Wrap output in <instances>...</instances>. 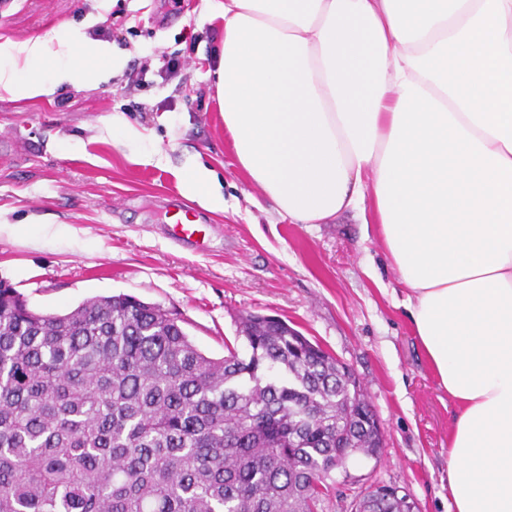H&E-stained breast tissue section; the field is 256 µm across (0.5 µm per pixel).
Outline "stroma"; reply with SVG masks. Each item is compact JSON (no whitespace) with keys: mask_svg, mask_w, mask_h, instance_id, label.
<instances>
[{"mask_svg":"<svg viewBox=\"0 0 512 512\" xmlns=\"http://www.w3.org/2000/svg\"><path fill=\"white\" fill-rule=\"evenodd\" d=\"M112 44L125 59L106 83L66 88L53 101L0 93V221L66 224L89 240L74 253L0 235V281L39 313L63 314L99 295L128 294L177 317L206 355L246 352L242 316L286 321L356 375L384 435L375 458L351 457L332 474L323 512H352L370 486L405 489L420 512H451L448 430L454 405L436 383L402 306L405 293L372 202L322 224L282 218L238 165L207 73L224 39L204 0H0V36H44L60 25ZM177 53L180 75L135 83L142 63ZM143 130L164 166L105 126L113 114ZM224 193L200 249L169 240L178 176L192 158Z\"/></svg>","mask_w":512,"mask_h":512,"instance_id":"stroma-1","label":"stroma"}]
</instances>
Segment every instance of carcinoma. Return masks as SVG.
I'll return each mask as SVG.
<instances>
[{"instance_id": "1", "label": "carcinoma", "mask_w": 512, "mask_h": 512, "mask_svg": "<svg viewBox=\"0 0 512 512\" xmlns=\"http://www.w3.org/2000/svg\"><path fill=\"white\" fill-rule=\"evenodd\" d=\"M240 335L212 358L133 296L42 314L0 281V512H317L340 454H378L370 404L285 321Z\"/></svg>"}]
</instances>
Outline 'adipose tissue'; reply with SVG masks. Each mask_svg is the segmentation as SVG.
Masks as SVG:
<instances>
[{"label": "adipose tissue", "mask_w": 512, "mask_h": 512, "mask_svg": "<svg viewBox=\"0 0 512 512\" xmlns=\"http://www.w3.org/2000/svg\"><path fill=\"white\" fill-rule=\"evenodd\" d=\"M216 101L239 166L298 224L372 199L439 387L454 512H512V0H213ZM111 45L67 26L0 39V91L106 80ZM185 197L221 212L195 161ZM81 250L64 224L0 234Z\"/></svg>", "instance_id": "adipose-tissue-1"}]
</instances>
